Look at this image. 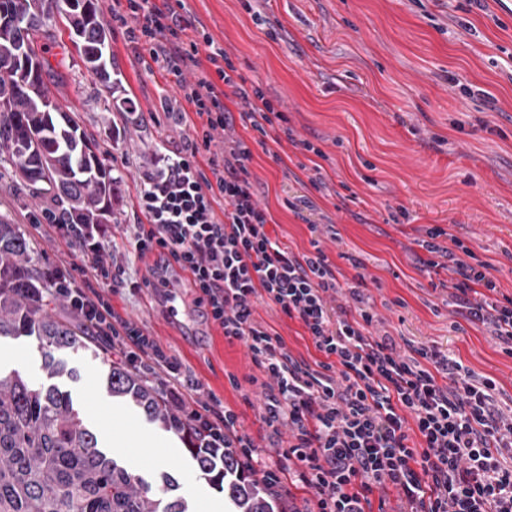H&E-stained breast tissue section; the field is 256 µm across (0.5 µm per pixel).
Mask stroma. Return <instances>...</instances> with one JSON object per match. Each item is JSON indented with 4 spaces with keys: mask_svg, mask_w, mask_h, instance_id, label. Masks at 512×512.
Masks as SVG:
<instances>
[{
    "mask_svg": "<svg viewBox=\"0 0 512 512\" xmlns=\"http://www.w3.org/2000/svg\"><path fill=\"white\" fill-rule=\"evenodd\" d=\"M185 6L246 82L280 103L296 140L324 153L313 169L294 142L261 145L251 128L239 127L273 240L298 255L321 247L344 287L337 302L345 301L346 289L359 288L376 315L374 335L393 337L406 355L421 347L447 354L476 378L493 379L496 405L512 409V356L437 289L452 275L447 259L434 268L419 262L426 229L442 227L467 241L490 266L500 293L512 297V0H185ZM110 43L118 81L111 90L87 69L65 28L38 41L51 61L66 66L63 78L49 83L51 96L75 114L123 179L109 219L114 253L131 278L152 281L122 290L112 304L198 382L199 404L231 408L244 432L271 448L260 420L262 372L244 344L228 342L198 307L173 324L170 302L194 295L188 278L131 245L143 173L155 152L180 147L192 135L197 118L174 123L171 113L187 107L174 77L151 71L121 33ZM318 172L326 182L320 191L310 184ZM55 206L40 186L0 164V218L23 228L32 214ZM400 209L404 218L392 221ZM257 318L295 358L318 360L299 321L266 305ZM70 364L79 380L59 384L75 396L94 388L99 403L83 416L111 457L156 487L162 473L175 472L194 512L223 500L198 478L175 433L109 396L102 359L84 353ZM15 369L44 378L30 340L1 337L0 372ZM147 433L169 441L167 453H141Z\"/></svg>",
    "mask_w": 512,
    "mask_h": 512,
    "instance_id": "35a3bbf8",
    "label": "stroma"
}]
</instances>
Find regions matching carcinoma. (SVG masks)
Masks as SVG:
<instances>
[{
  "label": "carcinoma",
  "mask_w": 512,
  "mask_h": 512,
  "mask_svg": "<svg viewBox=\"0 0 512 512\" xmlns=\"http://www.w3.org/2000/svg\"><path fill=\"white\" fill-rule=\"evenodd\" d=\"M0 15V162L45 185L71 223H107L120 180L95 139L50 96L49 63L35 41L62 19L87 69L113 88L102 0H0ZM42 275L27 236L1 218L0 337L34 341L46 382L37 385L16 370L0 374V512H192L173 476L162 475L155 489L109 456L71 393L54 383L74 378L57 352L90 348L91 334L49 313L50 301L38 291ZM106 381L113 397L180 436L199 477L224 492V512H282L281 500L257 486L230 452L203 446L155 386L118 362Z\"/></svg>",
  "instance_id": "1"
}]
</instances>
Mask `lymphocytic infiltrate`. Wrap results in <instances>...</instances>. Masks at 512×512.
<instances>
[{"label": "lymphocytic infiltrate", "instance_id": "lymphocytic-infiltrate-1", "mask_svg": "<svg viewBox=\"0 0 512 512\" xmlns=\"http://www.w3.org/2000/svg\"><path fill=\"white\" fill-rule=\"evenodd\" d=\"M183 8V0H112L113 27L175 77L199 120L192 138L156 153L145 172L138 207L146 221L135 225L132 245L187 273L206 318L225 339L245 344L266 377L260 419L270 435L287 434L286 446L266 454L240 432L232 409L195 408L197 387L182 379L180 364L114 312L111 294L134 282L106 259L111 225L71 224L52 211L31 217L33 234L70 250V262L49 272L46 295L66 301L130 369L162 368L163 401L205 445L230 449L270 493L288 484L306 489L288 512H367L374 494L391 489L399 512H512V420L493 400L494 381L440 352L422 347L408 357L391 339L374 338L375 315L358 292L351 304L336 303L342 285L322 249L297 255L272 242L250 179L252 152L236 126L275 141L289 119L261 86L237 87L230 55ZM227 86L247 105L240 117L224 103ZM426 235L427 267L442 255L454 272L449 298L512 356V297L500 296L489 265L459 237L439 227ZM262 304L301 322L321 355L317 365L294 358L257 320ZM413 434L419 446H409Z\"/></svg>", "mask_w": 512, "mask_h": 512}]
</instances>
